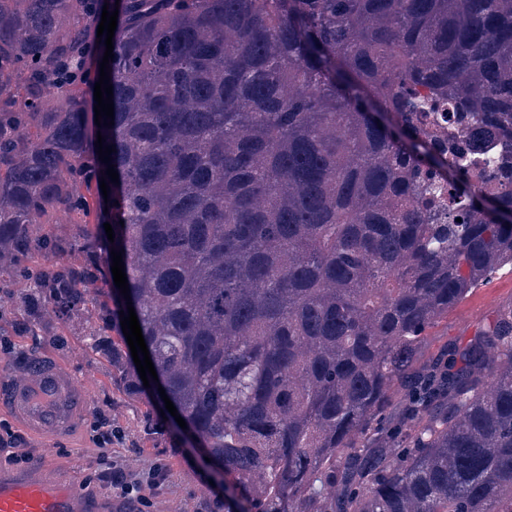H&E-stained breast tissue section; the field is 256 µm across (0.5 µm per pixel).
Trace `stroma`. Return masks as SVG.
<instances>
[{"label": "stroma", "instance_id": "35a3bbf8", "mask_svg": "<svg viewBox=\"0 0 512 512\" xmlns=\"http://www.w3.org/2000/svg\"><path fill=\"white\" fill-rule=\"evenodd\" d=\"M512 308V265L498 269L480 282L469 297L432 328L426 355L439 353L447 345L464 344L485 324ZM98 326L96 315L76 321H40L29 310H6L0 315V338L10 349L0 348V370H18L33 358L49 356L64 365L83 383L91 397L92 411L78 434L68 442H51L28 435L11 411L0 407V434L13 432L18 447H0V472L16 471L28 459L63 465V476L79 490L100 497L113 496L110 484L99 479L100 471L118 462L130 473L158 463L167 474L148 490V512H224V498L233 487L232 477L207 463L201 442L162 417L152 391L134 396L123 392L112 366L92 352L87 336ZM105 413L118 427L122 441L102 448L94 429L98 413ZM153 417L154 434H145L143 421Z\"/></svg>", "mask_w": 512, "mask_h": 512}]
</instances>
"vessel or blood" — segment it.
Masks as SVG:
<instances>
[{
  "label": "vessel or blood",
  "mask_w": 512,
  "mask_h": 512,
  "mask_svg": "<svg viewBox=\"0 0 512 512\" xmlns=\"http://www.w3.org/2000/svg\"><path fill=\"white\" fill-rule=\"evenodd\" d=\"M8 403L37 438L75 435L90 408L86 390L52 361L0 373V404ZM119 502L78 490L51 476L43 462L0 474V512H118Z\"/></svg>",
  "instance_id": "obj_1"
}]
</instances>
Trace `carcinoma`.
I'll return each mask as SVG.
<instances>
[{
  "label": "carcinoma",
  "instance_id": "cac0c4a2",
  "mask_svg": "<svg viewBox=\"0 0 512 512\" xmlns=\"http://www.w3.org/2000/svg\"><path fill=\"white\" fill-rule=\"evenodd\" d=\"M437 143L499 179L470 194ZM510 147L512 0H0V288L94 310L137 393L122 252L165 393L234 477L224 512H512V312L421 360L512 265Z\"/></svg>",
  "mask_w": 512,
  "mask_h": 512
}]
</instances>
